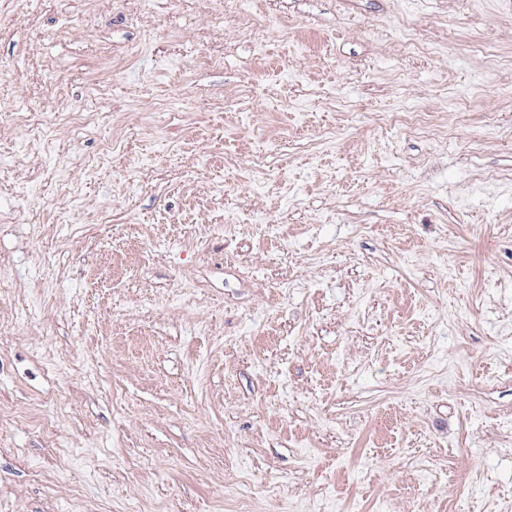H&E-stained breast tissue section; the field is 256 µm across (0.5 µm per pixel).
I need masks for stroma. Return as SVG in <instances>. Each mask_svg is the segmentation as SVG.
<instances>
[{"label": "stroma", "mask_w": 512, "mask_h": 512, "mask_svg": "<svg viewBox=\"0 0 512 512\" xmlns=\"http://www.w3.org/2000/svg\"><path fill=\"white\" fill-rule=\"evenodd\" d=\"M508 85L512 0H0V512H512Z\"/></svg>", "instance_id": "obj_1"}]
</instances>
